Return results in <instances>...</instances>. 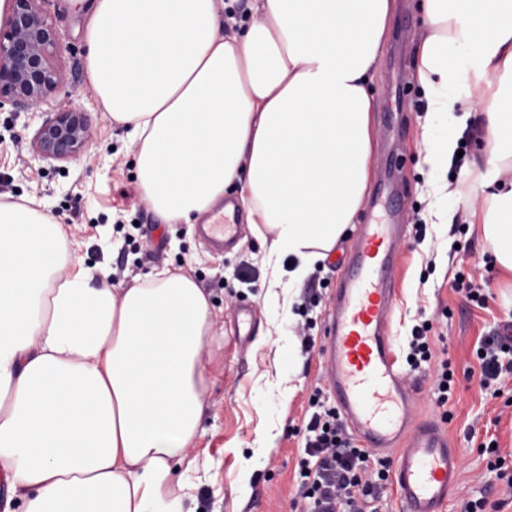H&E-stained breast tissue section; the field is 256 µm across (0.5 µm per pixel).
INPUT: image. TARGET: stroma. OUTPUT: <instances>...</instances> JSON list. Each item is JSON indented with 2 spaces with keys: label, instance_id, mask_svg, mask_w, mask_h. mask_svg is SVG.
I'll return each instance as SVG.
<instances>
[{
  "label": "stroma",
  "instance_id": "1",
  "mask_svg": "<svg viewBox=\"0 0 512 512\" xmlns=\"http://www.w3.org/2000/svg\"><path fill=\"white\" fill-rule=\"evenodd\" d=\"M45 10L62 39L59 62L66 72L64 92L38 109L0 108V201H42L71 240L73 259L110 265L121 283L168 266L193 277L209 300L216 337L203 352L206 409L189 450L197 472L176 468L172 488L195 484V512H294L305 456L306 424L312 396L328 407V387L320 347L333 291L343 275L354 235L329 253L319 278L294 286L292 306L268 295V243L245 224L235 244L212 251L194 229L166 224L146 206L135 172V149L125 129L98 103L86 71L87 21L84 0H48ZM420 0H395L386 48L373 79L371 187L391 179L405 226L402 261L394 272L397 304L391 332L397 360H405L413 326L431 320L430 363L410 372L414 398L423 416L444 418L450 437L463 450L460 485L447 512H460L464 498L484 499L485 512H512V494L492 471L496 460L512 473V374L498 382L499 396L481 389L476 351L486 336L512 321V274L500 271L492 250L474 223L471 202L481 201L490 175L475 142L467 156L475 165L452 199L458 220L435 223L440 200L428 181L422 141L425 98L415 78L414 44L423 32ZM83 112L92 131L86 148L65 161L34 158L32 142L42 122L61 104ZM425 239L417 241L418 222ZM135 225L126 240L121 225ZM486 280L487 306L453 290L458 271ZM254 311L250 335L237 333L236 313ZM310 327L311 344L296 332ZM450 361L453 389L437 406V374Z\"/></svg>",
  "mask_w": 512,
  "mask_h": 512
}]
</instances>
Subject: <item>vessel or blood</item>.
I'll return each instance as SVG.
<instances>
[{"instance_id": "b4317fda", "label": "vessel or blood", "mask_w": 512, "mask_h": 512, "mask_svg": "<svg viewBox=\"0 0 512 512\" xmlns=\"http://www.w3.org/2000/svg\"><path fill=\"white\" fill-rule=\"evenodd\" d=\"M239 230L226 215L195 227L218 250L235 242ZM400 231L390 219L358 228L322 340L327 380L343 423L355 437L375 451L394 449L392 484L402 512H447L460 480L462 450L441 421L415 419L408 376L392 352L389 326Z\"/></svg>"}]
</instances>
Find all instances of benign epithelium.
<instances>
[{"label": "benign epithelium", "instance_id": "benign-epithelium-1", "mask_svg": "<svg viewBox=\"0 0 512 512\" xmlns=\"http://www.w3.org/2000/svg\"><path fill=\"white\" fill-rule=\"evenodd\" d=\"M0 17V107L38 106L65 86L58 64L59 33L41 8L43 0H10ZM91 138L84 113L66 106L47 118L33 138L34 156L66 160L79 154Z\"/></svg>", "mask_w": 512, "mask_h": 512}]
</instances>
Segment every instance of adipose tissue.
I'll list each match as a JSON object with an SVG mask.
<instances>
[{"label": "adipose tissue", "instance_id": "ef3b65f1", "mask_svg": "<svg viewBox=\"0 0 512 512\" xmlns=\"http://www.w3.org/2000/svg\"><path fill=\"white\" fill-rule=\"evenodd\" d=\"M416 73L422 140L441 179L464 133L497 185L481 232L512 272V0H422ZM93 0L91 88L135 148L146 205L193 224L231 185L248 223L288 255L270 288L312 273L367 200L369 86L393 0ZM486 95L484 111L468 104ZM206 294L156 268L127 287L104 263L68 259L56 221L0 202V470L24 512H193L170 489L205 409Z\"/></svg>", "mask_w": 512, "mask_h": 512}]
</instances>
